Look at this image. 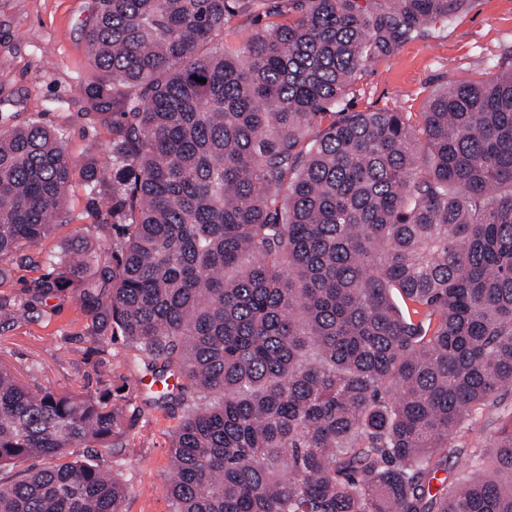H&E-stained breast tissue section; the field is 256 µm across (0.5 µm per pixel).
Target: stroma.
<instances>
[{
    "instance_id": "35a3bbf8",
    "label": "stroma",
    "mask_w": 512,
    "mask_h": 512,
    "mask_svg": "<svg viewBox=\"0 0 512 512\" xmlns=\"http://www.w3.org/2000/svg\"><path fill=\"white\" fill-rule=\"evenodd\" d=\"M93 0H0V120L11 127L39 121L63 132L65 149L77 164L108 159L109 128L84 118L80 88L95 75L86 24ZM512 55V0H473L451 23L437 22L392 56L371 62L349 95V111L403 108L419 121L429 98L451 80H475L494 61ZM89 187L74 179L66 213L51 236L28 250L26 263L0 285V299L13 318L0 321V362L31 388L96 392L103 381L112 397L137 419L127 449L112 457L104 448H78L80 459L112 468L126 493L123 512H170V436L179 416L155 404L154 390L141 389L144 373L130 362L122 337L96 345L87 337L88 319L73 291L37 297L35 284L49 271L48 260L63 255L78 238L111 259L121 235L105 215L95 214ZM512 417V394L496 408L479 412L474 431L453 446L488 445L502 421Z\"/></svg>"
}]
</instances>
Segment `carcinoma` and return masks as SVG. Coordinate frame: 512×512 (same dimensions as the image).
Here are the masks:
<instances>
[{"label":"carcinoma","instance_id":"cac0c4a2","mask_svg":"<svg viewBox=\"0 0 512 512\" xmlns=\"http://www.w3.org/2000/svg\"><path fill=\"white\" fill-rule=\"evenodd\" d=\"M472 2L95 0L80 93L112 160L0 127V284L77 175L122 226L112 264L78 240L35 288L77 291L91 342L182 379L157 398L182 410L172 512H512V417L449 444L512 390V57L418 125L343 108L367 64ZM239 16L266 22L226 52ZM134 425L108 388L34 394L0 364V468L49 460L0 482V512H123L71 449Z\"/></svg>","mask_w":512,"mask_h":512}]
</instances>
